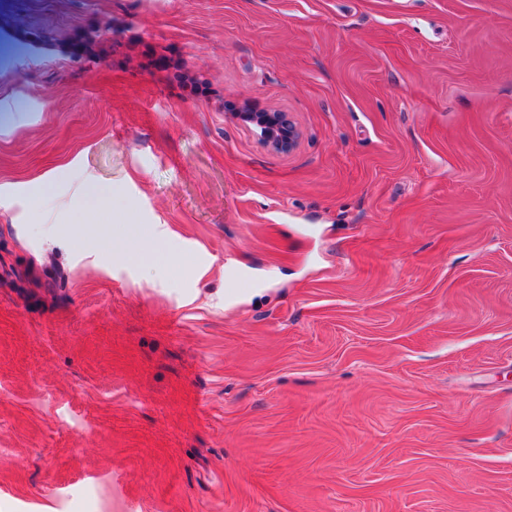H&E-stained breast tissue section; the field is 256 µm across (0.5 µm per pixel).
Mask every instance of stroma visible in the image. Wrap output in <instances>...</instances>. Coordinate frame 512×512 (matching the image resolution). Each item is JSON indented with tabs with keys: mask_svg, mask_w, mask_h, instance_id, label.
<instances>
[{
	"mask_svg": "<svg viewBox=\"0 0 512 512\" xmlns=\"http://www.w3.org/2000/svg\"><path fill=\"white\" fill-rule=\"evenodd\" d=\"M0 512H512V0H0ZM233 116L253 131L268 147L278 152L293 150L299 131L286 112H234Z\"/></svg>",
	"mask_w": 512,
	"mask_h": 512,
	"instance_id": "1",
	"label": "stroma"
}]
</instances>
